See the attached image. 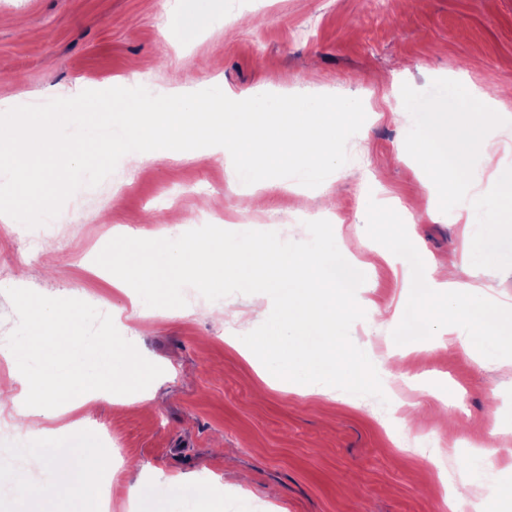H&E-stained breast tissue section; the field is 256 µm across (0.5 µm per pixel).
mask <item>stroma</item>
Here are the masks:
<instances>
[{
	"label": "stroma",
	"mask_w": 512,
	"mask_h": 512,
	"mask_svg": "<svg viewBox=\"0 0 512 512\" xmlns=\"http://www.w3.org/2000/svg\"><path fill=\"white\" fill-rule=\"evenodd\" d=\"M217 2L234 23L184 46L169 32L165 0H0V78L20 105L46 102L79 81L107 89L116 76L136 77L155 92L199 89L218 77L238 94L269 88L353 97L365 101L366 121L347 144L348 162L327 189L250 194L230 185L220 155L162 159L136 175L119 161L100 185L66 201L38 259L28 255L25 232L0 228V336L23 332L24 295L105 303L121 321L112 335L128 330L136 357L175 374L157 388L150 410L117 395L96 420L146 470L197 476L201 512H446L444 480L460 476L466 448H495L497 467L512 463V364L482 363L461 345L440 348L432 338L398 345L388 327L355 326L353 343L405 385L404 422L437 445L433 462L391 438L376 401L270 385L225 344L261 325L269 296H227L232 317L221 324L210 301L188 288L185 307L159 310L144 323L93 261L125 227L152 236L173 224L246 216L282 225L296 240L305 231L298 214L316 220L332 207L345 251L373 265L358 302L392 313L405 294L403 268L356 233L369 200L384 199L406 208L418 251L452 260L450 280L489 286L512 303V269L474 267L464 255V223L428 215V176L411 158H396L412 118L394 104L405 83L424 91L436 78L470 80L479 100L508 118L494 135L512 161V97L501 94L512 87V0L407 8L390 0L380 14L373 0H261L248 12L240 0ZM447 393L455 403L443 412L439 398ZM48 465L42 443H34L13 472L27 496L0 497V512H35Z\"/></svg>",
	"instance_id": "1"
}]
</instances>
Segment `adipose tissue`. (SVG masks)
Wrapping results in <instances>:
<instances>
[{
  "instance_id": "adipose-tissue-1",
  "label": "adipose tissue",
  "mask_w": 512,
  "mask_h": 512,
  "mask_svg": "<svg viewBox=\"0 0 512 512\" xmlns=\"http://www.w3.org/2000/svg\"><path fill=\"white\" fill-rule=\"evenodd\" d=\"M29 312L23 334L0 353L14 366L8 379L18 389L14 426L23 431L41 420L44 435L56 439L60 407L75 405L80 418L71 424L70 438L83 457H91L98 447L93 416L99 401L110 399L113 387L134 384L136 403L148 406L160 375L134 361L124 340L87 335L90 309L59 296L30 306ZM50 468V486L69 501L71 512H104L102 493L87 468L60 455L52 457Z\"/></svg>"
}]
</instances>
